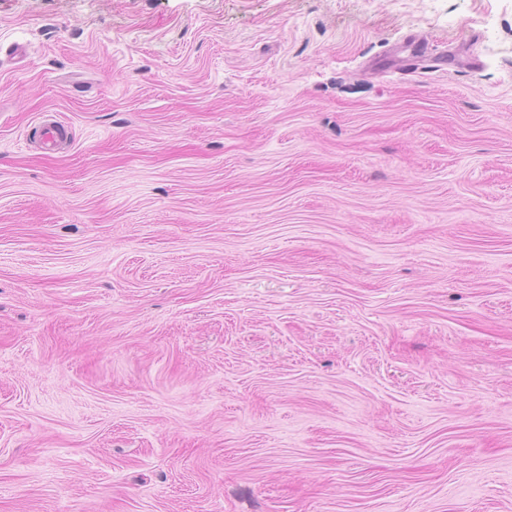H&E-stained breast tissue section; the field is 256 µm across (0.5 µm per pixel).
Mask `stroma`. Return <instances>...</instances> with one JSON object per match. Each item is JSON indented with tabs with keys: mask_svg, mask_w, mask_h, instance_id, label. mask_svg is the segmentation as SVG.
<instances>
[{
	"mask_svg": "<svg viewBox=\"0 0 512 512\" xmlns=\"http://www.w3.org/2000/svg\"><path fill=\"white\" fill-rule=\"evenodd\" d=\"M0 512H512V0H0Z\"/></svg>",
	"mask_w": 512,
	"mask_h": 512,
	"instance_id": "1",
	"label": "stroma"
}]
</instances>
